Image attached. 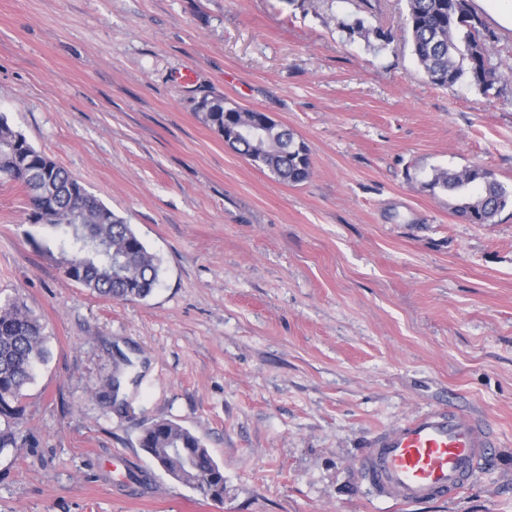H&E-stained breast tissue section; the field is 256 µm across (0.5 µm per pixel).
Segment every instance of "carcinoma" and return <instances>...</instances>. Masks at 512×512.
Returning <instances> with one entry per match:
<instances>
[{
    "mask_svg": "<svg viewBox=\"0 0 512 512\" xmlns=\"http://www.w3.org/2000/svg\"><path fill=\"white\" fill-rule=\"evenodd\" d=\"M405 37L424 77L437 86L464 83L486 93L496 72L489 63L483 22L472 0H404ZM349 36L375 37L390 43L384 29L363 19L345 24ZM203 120L224 133V124L258 116L255 111L224 109L215 98L202 103ZM227 143L254 166L291 183L306 181L311 154L295 133L283 126L268 138L229 139ZM0 180L20 184L30 207L29 220L50 230L37 249L59 263L66 277L107 298L144 299L160 285V265L131 225L112 212L65 169L36 150L0 116ZM448 192V206L474 224H490L512 206V190L481 166L438 170L430 182ZM45 327L20 296L0 302V453L16 447L23 417L24 391L37 368L47 361ZM139 445L172 480L203 497L224 499V473L201 437L171 420L142 426Z\"/></svg>",
    "mask_w": 512,
    "mask_h": 512,
    "instance_id": "obj_1",
    "label": "carcinoma"
}]
</instances>
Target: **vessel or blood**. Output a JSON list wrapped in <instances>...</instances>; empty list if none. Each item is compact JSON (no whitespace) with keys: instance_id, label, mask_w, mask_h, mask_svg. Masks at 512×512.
I'll list each match as a JSON object with an SVG mask.
<instances>
[{"instance_id":"obj_1","label":"vessel or blood","mask_w":512,"mask_h":512,"mask_svg":"<svg viewBox=\"0 0 512 512\" xmlns=\"http://www.w3.org/2000/svg\"><path fill=\"white\" fill-rule=\"evenodd\" d=\"M496 446L485 419L451 404L418 413L377 434L361 470L402 504L449 501L476 479Z\"/></svg>"}]
</instances>
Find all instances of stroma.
<instances>
[{
  "instance_id": "obj_1",
  "label": "stroma",
  "mask_w": 512,
  "mask_h": 512,
  "mask_svg": "<svg viewBox=\"0 0 512 512\" xmlns=\"http://www.w3.org/2000/svg\"><path fill=\"white\" fill-rule=\"evenodd\" d=\"M357 0H0V116L132 224L161 285L118 301L66 278L0 181V299L49 358L0 453V512H512V207L467 224L436 170L512 187V29L488 13L489 93L439 87L404 0L348 38ZM268 114L308 146L288 184L202 119ZM138 361L123 404L108 381ZM455 403L494 428L454 502L400 507L363 479L369 439ZM203 438L224 499L171 480L143 423ZM346 29L349 38H352L355 34L359 37L364 38L368 43H370V35L373 34L374 37L379 41H384L385 44H389L392 39L391 33L386 32L383 28L375 27L374 29L366 27L365 22L362 18H357L352 24H343L342 26ZM202 108L205 110V112H203V120L215 127L222 136H224V121L226 125L229 123L237 124L246 122L249 118L253 120L260 114L255 111L237 112L238 109L229 108V115L225 116L224 101L220 98H214L212 101H204Z\"/></svg>"
}]
</instances>
